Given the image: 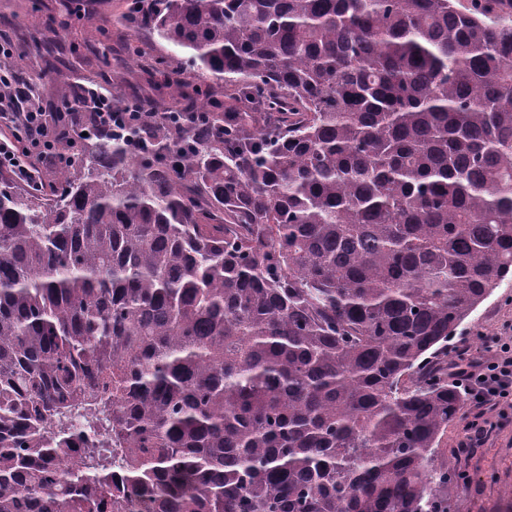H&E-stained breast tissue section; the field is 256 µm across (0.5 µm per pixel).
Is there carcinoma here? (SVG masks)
Masks as SVG:
<instances>
[{
  "instance_id": "1",
  "label": "carcinoma",
  "mask_w": 512,
  "mask_h": 512,
  "mask_svg": "<svg viewBox=\"0 0 512 512\" xmlns=\"http://www.w3.org/2000/svg\"><path fill=\"white\" fill-rule=\"evenodd\" d=\"M124 21L223 98L165 64L115 100L145 150L0 172V512H448V340L512 278V0Z\"/></svg>"
}]
</instances>
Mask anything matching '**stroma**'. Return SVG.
Instances as JSON below:
<instances>
[{
  "label": "stroma",
  "mask_w": 512,
  "mask_h": 512,
  "mask_svg": "<svg viewBox=\"0 0 512 512\" xmlns=\"http://www.w3.org/2000/svg\"><path fill=\"white\" fill-rule=\"evenodd\" d=\"M128 0H0V40L9 42L11 57L0 66L18 70L32 87L34 103H52L60 85L81 84L116 97L135 98L150 93L160 77L158 58L178 64L179 54L148 32L133 33L121 18ZM74 11L76 23L62 38L60 49L45 53L44 21L52 15ZM112 32L108 45L91 37L94 27ZM108 52L112 66L99 70L96 57ZM512 338V280H504L474 312L453 346L479 347L482 337ZM465 416L449 423L434 459L435 465L464 470L469 479L449 491L455 512H512V424L499 430L471 459L460 456L457 446L465 433Z\"/></svg>",
  "instance_id": "obj_1"
}]
</instances>
